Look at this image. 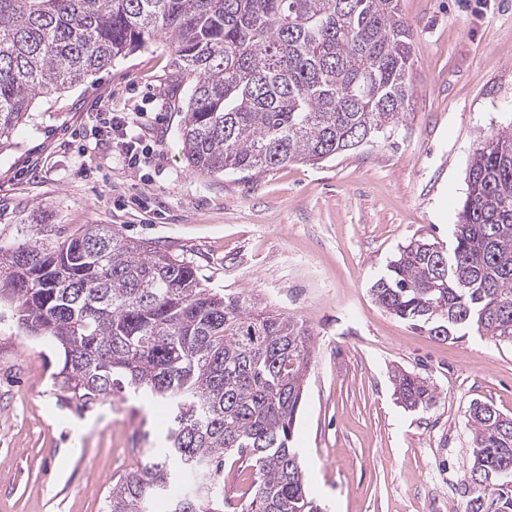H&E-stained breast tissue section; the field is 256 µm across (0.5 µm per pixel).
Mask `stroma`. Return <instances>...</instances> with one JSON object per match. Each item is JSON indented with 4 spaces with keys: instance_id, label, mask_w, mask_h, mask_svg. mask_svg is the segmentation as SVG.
I'll return each mask as SVG.
<instances>
[{
    "instance_id": "1",
    "label": "stroma",
    "mask_w": 512,
    "mask_h": 512,
    "mask_svg": "<svg viewBox=\"0 0 512 512\" xmlns=\"http://www.w3.org/2000/svg\"><path fill=\"white\" fill-rule=\"evenodd\" d=\"M412 28L411 109L390 138L319 164L199 176L181 151L187 83L159 41L47 99L0 147V249L36 225L60 238L109 224L196 269L204 287L258 295L313 332L293 445L324 512H463L471 404L512 416V344L427 336L370 286L401 246L453 239L474 150L512 129V0H400ZM137 114L152 147L130 168L97 138L92 106ZM426 378L410 410L392 372ZM60 355L0 307V512H106L113 484L162 441V402L81 410L55 384Z\"/></svg>"
}]
</instances>
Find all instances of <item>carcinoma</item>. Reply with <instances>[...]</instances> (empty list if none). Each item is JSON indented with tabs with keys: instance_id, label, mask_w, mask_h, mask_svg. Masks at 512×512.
Segmentation results:
<instances>
[{
	"instance_id": "carcinoma-1",
	"label": "carcinoma",
	"mask_w": 512,
	"mask_h": 512,
	"mask_svg": "<svg viewBox=\"0 0 512 512\" xmlns=\"http://www.w3.org/2000/svg\"><path fill=\"white\" fill-rule=\"evenodd\" d=\"M164 36L191 84L180 130L198 175L315 164L375 139L409 111L411 28L399 0H0V145L36 100ZM388 313L438 340L474 330L512 344V132L473 157L444 248L412 240L371 287ZM0 301L56 344L61 391L85 409L126 393L169 409L164 445L112 486L108 512H323L292 448L313 333L248 292L202 287L190 263L108 224L63 240L40 225L0 254ZM408 409L435 398L399 372ZM464 512H512V416L470 405ZM254 471L238 507L224 459Z\"/></svg>"
}]
</instances>
